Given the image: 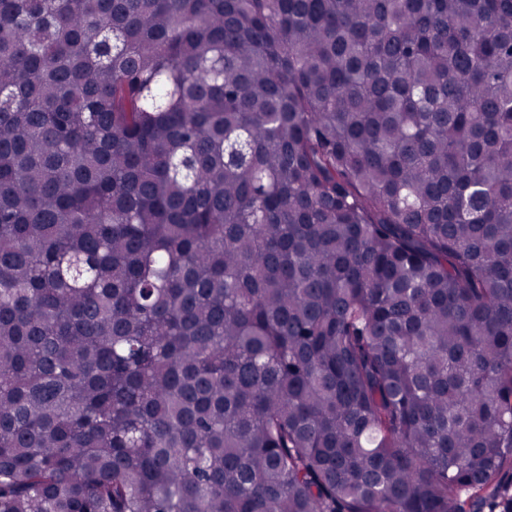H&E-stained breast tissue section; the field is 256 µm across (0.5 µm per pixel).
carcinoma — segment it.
I'll use <instances>...</instances> for the list:
<instances>
[{"label": "carcinoma", "instance_id": "obj_1", "mask_svg": "<svg viewBox=\"0 0 512 512\" xmlns=\"http://www.w3.org/2000/svg\"><path fill=\"white\" fill-rule=\"evenodd\" d=\"M0 512H512V0H0Z\"/></svg>", "mask_w": 512, "mask_h": 512}]
</instances>
